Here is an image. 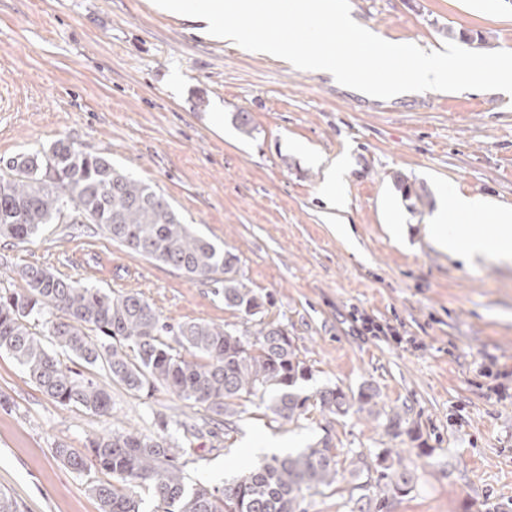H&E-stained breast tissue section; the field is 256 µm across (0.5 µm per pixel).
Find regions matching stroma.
Instances as JSON below:
<instances>
[{
    "mask_svg": "<svg viewBox=\"0 0 512 512\" xmlns=\"http://www.w3.org/2000/svg\"><path fill=\"white\" fill-rule=\"evenodd\" d=\"M151 0H0V160L57 140L104 156L149 181L183 222L239 258L238 276L270 298L263 318L283 323L310 369L295 390L309 409L272 421L258 399L230 427L165 388L135 394L103 371L110 415L60 405L0 353V490L17 512H99L97 472L78 473L57 445L165 419L184 437L186 487H223L262 458L331 435L338 454L361 452L370 471L401 452L406 495L382 512H512V265L467 267L427 238L429 217L455 192L512 206V96L497 91L413 92L377 99L329 76L192 34ZM381 38L442 50L447 29L474 51L512 48V0H350ZM224 106V123L211 112ZM248 113L251 134L233 121ZM342 164L347 206L325 222V170ZM424 187L409 205L395 185ZM38 264L113 295L140 292L169 323L237 324L215 286L112 242L97 225L46 224L25 242L0 240V289L9 269ZM399 330L398 345L361 335L354 314ZM508 371L499 380L488 366ZM372 386L399 411L388 428L357 412L333 418L316 395ZM349 474L307 493L306 512H358Z\"/></svg>",
    "mask_w": 512,
    "mask_h": 512,
    "instance_id": "obj_1",
    "label": "stroma"
}]
</instances>
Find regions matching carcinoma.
<instances>
[{"label":"carcinoma","mask_w":512,"mask_h":512,"mask_svg":"<svg viewBox=\"0 0 512 512\" xmlns=\"http://www.w3.org/2000/svg\"><path fill=\"white\" fill-rule=\"evenodd\" d=\"M53 221L97 224L112 241L151 261L221 285L224 307L242 314L247 325L170 324L139 292L113 296L46 267L15 266L10 272L19 287L0 292V352L46 395L63 406L110 414L109 393L85 374L99 366L134 393L164 386L205 407L218 424L229 423L240 401L252 397L275 421L292 423L305 414L309 397L292 387L309 368L286 325L257 318L267 298L237 277L238 255L191 232L150 183L63 140L11 158L0 167V239L24 242ZM47 314L51 343L68 355V365L29 329L30 321ZM170 335L175 348L166 340ZM317 396L331 416L355 407L373 420L384 416L389 426L399 425V413L386 411L371 387L356 394L328 387ZM158 427L154 435L114 429L88 439L82 450L59 445L55 454L73 471L112 476L91 486L100 512H141L138 487L151 489L165 512H305V492L335 484L342 466L325 436L300 452L263 460L222 489L189 490L181 477L187 449L166 421ZM364 468L361 455L352 454L348 471L357 487L407 493V471L385 466L373 484L369 475L361 480Z\"/></svg>","instance_id":"obj_1"}]
</instances>
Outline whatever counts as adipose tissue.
I'll return each instance as SVG.
<instances>
[{
  "instance_id": "obj_1",
  "label": "adipose tissue",
  "mask_w": 512,
  "mask_h": 512,
  "mask_svg": "<svg viewBox=\"0 0 512 512\" xmlns=\"http://www.w3.org/2000/svg\"><path fill=\"white\" fill-rule=\"evenodd\" d=\"M484 212L492 214L494 231L471 224V217ZM427 231L438 249L464 263L491 257L512 260V207L482 196L455 193L449 208L434 213Z\"/></svg>"
}]
</instances>
